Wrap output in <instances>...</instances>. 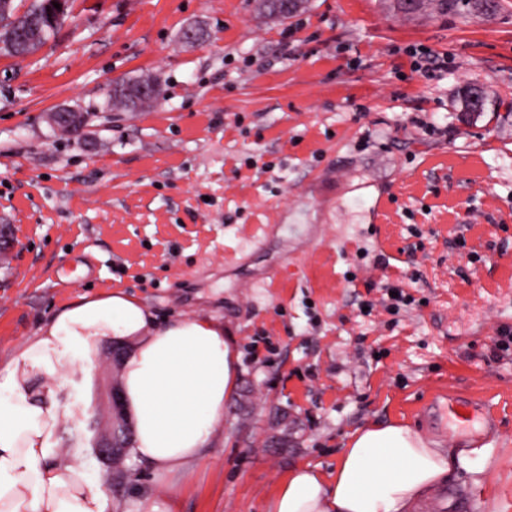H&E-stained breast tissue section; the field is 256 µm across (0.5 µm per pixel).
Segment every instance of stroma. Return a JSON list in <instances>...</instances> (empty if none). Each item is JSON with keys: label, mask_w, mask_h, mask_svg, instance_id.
<instances>
[{"label": "stroma", "mask_w": 512, "mask_h": 512, "mask_svg": "<svg viewBox=\"0 0 512 512\" xmlns=\"http://www.w3.org/2000/svg\"><path fill=\"white\" fill-rule=\"evenodd\" d=\"M34 54L0 52V350L78 297L123 292L157 319L212 315L240 354L224 433L189 473L82 455L109 512H262L288 470L331 473L350 433L412 426L481 448L417 512H512V0L494 18L408 20L394 0H70ZM202 32L199 43L185 30ZM447 59L435 81L407 47ZM159 79L139 112L116 79ZM491 103L459 112L465 83ZM91 113L62 136L51 112ZM413 302L392 312L387 284ZM104 343L82 428L100 436L121 367ZM491 426L428 419L435 394ZM130 469L124 483L112 476ZM137 81L138 80H135V81L121 80V84L119 87L120 90L115 88L114 93H112V89H109L108 93H107L108 104L113 105L117 108L123 109L127 112H138V111H141V110L145 109L146 107L150 106L151 103L154 102L151 99L141 100L138 107L137 106L131 107L129 105L128 102L132 99L133 96L131 93H125V91L126 90L128 91L129 89L134 87L136 85ZM118 91H120V94H118Z\"/></svg>", "instance_id": "obj_1"}]
</instances>
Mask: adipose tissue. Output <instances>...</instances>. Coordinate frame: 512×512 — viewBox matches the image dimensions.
<instances>
[{
	"instance_id": "1",
	"label": "adipose tissue",
	"mask_w": 512,
	"mask_h": 512,
	"mask_svg": "<svg viewBox=\"0 0 512 512\" xmlns=\"http://www.w3.org/2000/svg\"><path fill=\"white\" fill-rule=\"evenodd\" d=\"M131 342L122 360V403L133 421L131 457L155 473L186 472L224 428L239 379V355L207 315L157 320L121 292L82 296L0 359V512H107L109 493L84 472V442L67 461L53 438L90 385L107 340ZM480 449L435 448L395 423L356 429L331 475L300 464L264 512H411L438 489L455 461Z\"/></svg>"
}]
</instances>
